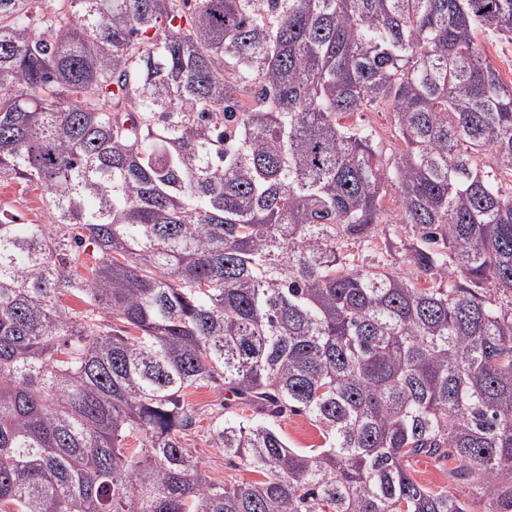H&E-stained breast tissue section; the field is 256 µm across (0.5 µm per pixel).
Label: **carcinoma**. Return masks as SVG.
<instances>
[{
	"mask_svg": "<svg viewBox=\"0 0 512 512\" xmlns=\"http://www.w3.org/2000/svg\"><path fill=\"white\" fill-rule=\"evenodd\" d=\"M29 2L0 0V180L49 224L0 215V512H469L422 456L512 512V301L484 291L512 296V183L477 161L512 175L477 39L512 40V0ZM377 106L390 159L342 123ZM389 185L409 276L342 252ZM209 383L324 443L220 415L258 478L213 483L182 401ZM2 210L18 216L20 224H48L44 193L24 183L0 181V213ZM277 429L291 448L309 450L317 448L322 442L320 431L304 414L284 415L275 422ZM459 465L460 463L454 460L435 463L427 457H418L410 462V472L418 483L432 489L458 488V490H450L460 494L462 498L466 499L471 512H485L488 510L487 505L475 491L468 488L465 483L456 482V480L450 478L449 471Z\"/></svg>",
	"mask_w": 512,
	"mask_h": 512,
	"instance_id": "1",
	"label": "carcinoma"
}]
</instances>
